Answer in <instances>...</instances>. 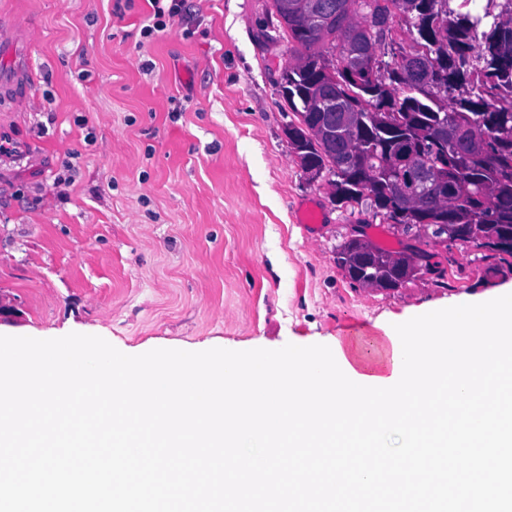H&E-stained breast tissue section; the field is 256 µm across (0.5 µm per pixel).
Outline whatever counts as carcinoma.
Here are the masks:
<instances>
[{
	"label": "carcinoma",
	"instance_id": "cac0c4a2",
	"mask_svg": "<svg viewBox=\"0 0 512 512\" xmlns=\"http://www.w3.org/2000/svg\"><path fill=\"white\" fill-rule=\"evenodd\" d=\"M333 2L322 21L328 39L293 19L283 25L268 14L266 25L275 28L267 40L287 43L292 59L316 58L288 68V108L355 142L351 159L336 140L306 141L332 176L337 203L355 202L358 224L366 206L407 236L418 224H474L476 234L460 240L512 255V0H384L385 30L368 20L374 0ZM364 48L379 51L383 66L357 68L352 55ZM344 112L368 118L351 130ZM397 154L440 169L451 179L448 199L407 207L387 168Z\"/></svg>",
	"mask_w": 512,
	"mask_h": 512
}]
</instances>
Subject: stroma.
<instances>
[{
  "instance_id": "stroma-1",
  "label": "stroma",
  "mask_w": 512,
  "mask_h": 512,
  "mask_svg": "<svg viewBox=\"0 0 512 512\" xmlns=\"http://www.w3.org/2000/svg\"><path fill=\"white\" fill-rule=\"evenodd\" d=\"M266 4L187 0L145 39L147 0H0V335L278 348L512 286V255L376 221L371 243L436 270L351 284L336 250L356 217L292 153Z\"/></svg>"
}]
</instances>
